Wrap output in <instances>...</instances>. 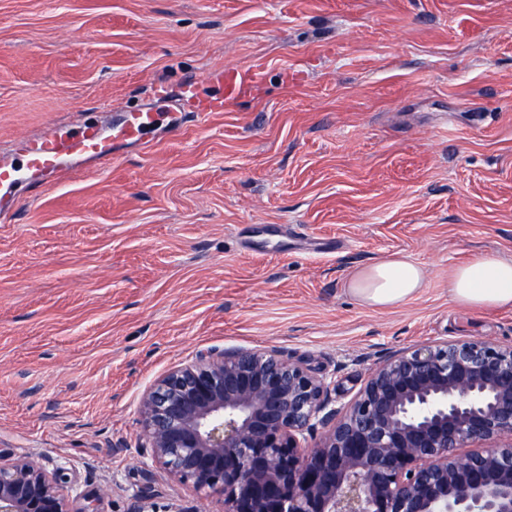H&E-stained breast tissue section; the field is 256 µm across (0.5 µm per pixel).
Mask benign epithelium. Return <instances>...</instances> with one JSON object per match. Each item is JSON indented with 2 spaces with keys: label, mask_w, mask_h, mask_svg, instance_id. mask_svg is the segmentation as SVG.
I'll return each instance as SVG.
<instances>
[{
  "label": "benign epithelium",
  "mask_w": 512,
  "mask_h": 512,
  "mask_svg": "<svg viewBox=\"0 0 512 512\" xmlns=\"http://www.w3.org/2000/svg\"><path fill=\"white\" fill-rule=\"evenodd\" d=\"M334 392L276 349L200 352L144 396L138 449L224 512H512V347L395 350ZM74 492L61 467L0 464V512H75Z\"/></svg>",
  "instance_id": "7a95c632"
}]
</instances>
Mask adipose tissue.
<instances>
[{
    "label": "adipose tissue",
    "instance_id": "1",
    "mask_svg": "<svg viewBox=\"0 0 512 512\" xmlns=\"http://www.w3.org/2000/svg\"><path fill=\"white\" fill-rule=\"evenodd\" d=\"M424 286L422 267L394 254L356 271L347 283V291L362 305L387 309L413 299ZM449 293L462 307L511 309L512 259L494 253L474 255L454 268Z\"/></svg>",
    "mask_w": 512,
    "mask_h": 512
}]
</instances>
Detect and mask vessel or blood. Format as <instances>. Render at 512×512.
<instances>
[{"label": "vessel or blood", "instance_id": "b4317fda", "mask_svg": "<svg viewBox=\"0 0 512 512\" xmlns=\"http://www.w3.org/2000/svg\"><path fill=\"white\" fill-rule=\"evenodd\" d=\"M256 79L255 73L230 67L217 75L222 96L204 99L181 91L175 108L167 114L168 128L180 130L189 111H223L225 101L238 99ZM157 121L155 107L148 106L121 113L107 127L88 123L75 130L61 125L50 135L25 139L17 160L0 162V218L14 212L21 188L44 187L62 181L83 163L110 161L122 146L140 142Z\"/></svg>", "mask_w": 512, "mask_h": 512}]
</instances>
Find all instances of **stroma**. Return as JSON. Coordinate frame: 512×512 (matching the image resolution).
<instances>
[{
	"label": "stroma",
	"mask_w": 512,
	"mask_h": 512,
	"mask_svg": "<svg viewBox=\"0 0 512 512\" xmlns=\"http://www.w3.org/2000/svg\"><path fill=\"white\" fill-rule=\"evenodd\" d=\"M255 64L246 97L0 222V462L66 467L76 512L147 485L155 512H224L135 449L143 394L197 351L284 350L346 402L390 351L512 345V309L448 292L475 254L512 258V0H0V159ZM396 253L415 298L347 293Z\"/></svg>",
	"instance_id": "35a3bbf8"
}]
</instances>
